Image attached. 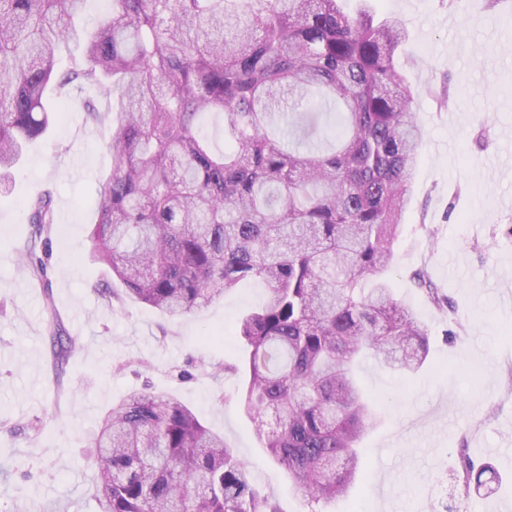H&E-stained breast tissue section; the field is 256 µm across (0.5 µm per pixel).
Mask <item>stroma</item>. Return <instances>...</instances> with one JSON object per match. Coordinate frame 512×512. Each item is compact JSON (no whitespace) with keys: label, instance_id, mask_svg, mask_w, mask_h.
Listing matches in <instances>:
<instances>
[{"label":"stroma","instance_id":"stroma-1","mask_svg":"<svg viewBox=\"0 0 512 512\" xmlns=\"http://www.w3.org/2000/svg\"><path fill=\"white\" fill-rule=\"evenodd\" d=\"M405 20L398 59L417 90L425 132L411 200L393 250L395 295L428 326L422 371L405 379L362 363L382 411L361 443L362 475L328 512H512V0H372ZM109 157L104 133L72 103L30 143L0 195V416L26 424L0 441V512H97L90 442L132 390L186 404L244 460L252 486L279 512H311L262 448L239 404L244 349L233 324L265 298L248 280L192 315L172 318L124 297L105 303L109 278L90 249L91 204ZM55 191L48 241L17 203ZM48 253L47 277L19 255ZM448 298L437 306L414 280ZM57 316L74 347L62 373L46 325ZM227 364L213 375L211 363ZM38 430H30V423ZM500 480L463 489L458 448Z\"/></svg>","mask_w":512,"mask_h":512}]
</instances>
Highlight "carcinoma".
I'll return each mask as SVG.
<instances>
[{"label":"carcinoma","instance_id":"1","mask_svg":"<svg viewBox=\"0 0 512 512\" xmlns=\"http://www.w3.org/2000/svg\"><path fill=\"white\" fill-rule=\"evenodd\" d=\"M0 0V188L27 144L83 104L108 131L89 240L136 299L185 316L257 279L266 299L233 336L249 358L240 405L310 504L347 496L358 446L378 422L356 373L368 355L417 372L428 329L393 295V244L423 141L416 93L395 58L397 16L338 0ZM222 115L224 152L197 127ZM38 236L55 224L51 189L24 202ZM24 268L47 263L30 247ZM56 362L73 342L50 330ZM98 512H278L224 437L173 397L132 391L94 438ZM460 449L458 479L482 485Z\"/></svg>","mask_w":512,"mask_h":512}]
</instances>
